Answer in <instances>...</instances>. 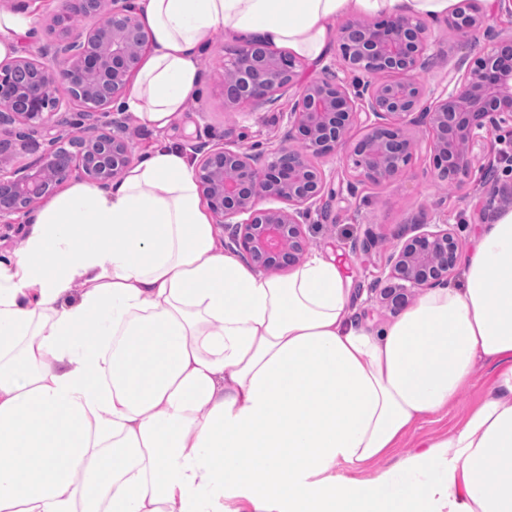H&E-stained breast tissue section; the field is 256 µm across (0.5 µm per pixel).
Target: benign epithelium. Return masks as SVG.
I'll return each mask as SVG.
<instances>
[{"label":"benign epithelium","mask_w":512,"mask_h":512,"mask_svg":"<svg viewBox=\"0 0 512 512\" xmlns=\"http://www.w3.org/2000/svg\"><path fill=\"white\" fill-rule=\"evenodd\" d=\"M62 0L51 30L57 42L36 57L0 62V153L14 137L23 142L42 131L37 158L27 166H0V223L26 213L77 172L91 185L106 187L132 163L127 122L93 127L85 135L52 133L51 119L76 109L82 115L109 113L138 70L149 36L138 0ZM90 18L91 27L75 25ZM479 0H461L448 26L467 36L485 29L492 47L464 70H456L438 97L427 100L417 74L427 63L429 27L417 18L350 22L339 42L352 81L316 78L302 85L288 112V139L269 146L263 163L246 151L224 146L200 155L195 171L200 193L217 221L232 225L231 240L259 270L270 272L299 262L306 251L303 224L326 189L320 158L344 150L352 160L349 191L401 175L415 138L412 129L433 132L434 175L450 184L473 168L474 148L495 137L498 147L480 168L476 209L492 215L512 206V181L499 172L512 170V34L492 33ZM139 53L130 51V46ZM221 82L225 105L277 103L297 84L296 60L277 55L259 39L236 48L224 62ZM386 74L395 81L383 79ZM66 96H58L59 87ZM363 128L352 142L347 131ZM509 129V138L498 135ZM233 176L225 177L227 172ZM264 198L285 203L260 207ZM404 241L389 257L390 285L381 295L389 306H406L418 288L447 284L459 241L446 224L424 219L408 225Z\"/></svg>","instance_id":"obj_1"}]
</instances>
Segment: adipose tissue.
I'll list each match as a JSON object with an SVG mask.
<instances>
[{"instance_id": "obj_1", "label": "adipose tissue", "mask_w": 512, "mask_h": 512, "mask_svg": "<svg viewBox=\"0 0 512 512\" xmlns=\"http://www.w3.org/2000/svg\"><path fill=\"white\" fill-rule=\"evenodd\" d=\"M458 3L143 0L151 50L120 107L169 127L219 27L316 63L338 18ZM30 224L0 257V512H512V208L478 225L460 281L378 327L334 260L282 277L227 250L165 145ZM480 364L485 398L399 453Z\"/></svg>"}]
</instances>
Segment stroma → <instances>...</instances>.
I'll return each mask as SVG.
<instances>
[{
    "label": "stroma",
    "instance_id": "stroma-1",
    "mask_svg": "<svg viewBox=\"0 0 512 512\" xmlns=\"http://www.w3.org/2000/svg\"><path fill=\"white\" fill-rule=\"evenodd\" d=\"M60 4L61 0H30L26 13L34 17L35 24L22 42L21 55L37 53L42 44L52 41L50 19ZM429 28L431 61L418 72L417 79L427 91L438 93L447 86L449 74L458 62H473L489 49L491 41L481 31L460 37L442 19L430 23ZM239 44L238 37L216 30L200 56V84L182 118L162 133L130 124L128 137L133 155H140L156 144L186 153L191 145L201 142L258 154L265 150L269 141L284 139L293 93L284 94L272 107L247 106L234 111L224 104L219 87L224 78V60ZM413 134L418 144L403 175L377 184L358 185L353 192L347 187L348 169L343 155L322 160L321 165L336 195L318 203L304 226L309 240L308 253L335 258L343 275L351 281L359 313L377 325L394 316L383 301L381 290L388 284L387 257L403 227L418 219L448 224L465 247L469 244L471 226L478 221L470 198L477 175L466 177L463 184L446 187L433 175L431 132L417 127ZM369 229L375 232L378 242L365 253L359 245ZM491 382L490 370L477 368L474 383L461 393L447 414L426 418L420 429L405 438L402 450H409L420 440L460 421L484 397Z\"/></svg>",
    "mask_w": 512,
    "mask_h": 512
}]
</instances>
